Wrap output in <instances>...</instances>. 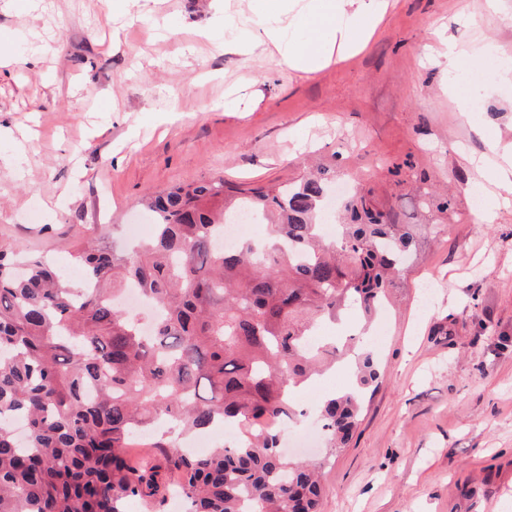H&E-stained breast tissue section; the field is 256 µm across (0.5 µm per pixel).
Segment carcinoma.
<instances>
[{
	"instance_id": "cac0c4a2",
	"label": "carcinoma",
	"mask_w": 512,
	"mask_h": 512,
	"mask_svg": "<svg viewBox=\"0 0 512 512\" xmlns=\"http://www.w3.org/2000/svg\"><path fill=\"white\" fill-rule=\"evenodd\" d=\"M335 179L324 166L283 186L220 178L149 193L152 235L117 251L94 227L74 254L79 285L41 256L0 253V512H125L131 498L164 512L173 490L186 512H319L318 468L286 459L282 431L264 421L296 417L292 389L336 364V347L306 348L315 325L351 307L371 319L426 244L423 225L378 208L357 179L341 205L349 222L325 239ZM415 192L427 213L456 215L452 199ZM240 212L266 221V237L226 250L224 225ZM129 287L156 307L149 333L114 305ZM378 379L365 351L358 389L324 403L330 451L347 447ZM219 422L239 435L204 456L165 430L136 436Z\"/></svg>"
}]
</instances>
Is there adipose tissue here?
I'll return each instance as SVG.
<instances>
[{
  "label": "adipose tissue",
  "instance_id": "adipose-tissue-1",
  "mask_svg": "<svg viewBox=\"0 0 512 512\" xmlns=\"http://www.w3.org/2000/svg\"><path fill=\"white\" fill-rule=\"evenodd\" d=\"M387 0H258L254 23L245 28L239 52L249 55L253 43L268 41L284 52L289 66L314 73L337 57L359 51L384 19ZM308 31L296 41L292 28Z\"/></svg>",
  "mask_w": 512,
  "mask_h": 512
}]
</instances>
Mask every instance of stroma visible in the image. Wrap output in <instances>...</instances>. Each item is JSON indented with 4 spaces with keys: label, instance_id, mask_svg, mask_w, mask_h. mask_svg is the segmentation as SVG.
<instances>
[{
    "label": "stroma",
    "instance_id": "obj_1",
    "mask_svg": "<svg viewBox=\"0 0 512 512\" xmlns=\"http://www.w3.org/2000/svg\"><path fill=\"white\" fill-rule=\"evenodd\" d=\"M115 0H0V33L24 39L0 60V250L68 266L91 229L122 246L151 235L144 193L224 179L247 189L297 177L315 157L366 177L380 205L401 199L396 166L448 191L464 223L442 225L366 336L380 377L357 430L324 460L322 512H512V188L475 203L471 161L512 145V83L490 81L471 114L451 72L422 68L433 26L465 46L512 57V17L483 0H393L361 52L304 74L269 44L239 54L225 32L235 0H152L134 24ZM314 380L298 400L317 426L325 400L351 387Z\"/></svg>",
    "mask_w": 512,
    "mask_h": 512
}]
</instances>
